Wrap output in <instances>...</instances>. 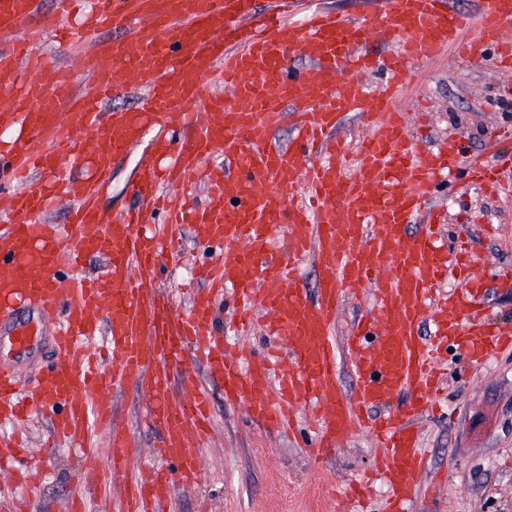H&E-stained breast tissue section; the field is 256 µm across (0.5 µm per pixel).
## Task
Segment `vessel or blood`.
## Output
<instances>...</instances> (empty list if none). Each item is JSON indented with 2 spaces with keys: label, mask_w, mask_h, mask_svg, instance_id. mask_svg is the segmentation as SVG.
Instances as JSON below:
<instances>
[{
  "label": "vessel or blood",
  "mask_w": 512,
  "mask_h": 512,
  "mask_svg": "<svg viewBox=\"0 0 512 512\" xmlns=\"http://www.w3.org/2000/svg\"><path fill=\"white\" fill-rule=\"evenodd\" d=\"M58 2L47 21L40 0H0V128L12 133L0 142V331L21 358L39 330L17 314L34 310L52 325L55 359L31 400L52 413L58 436L82 442L92 425L109 427V448L87 451L78 484L109 473L120 512H161L174 481L197 479L209 397L169 391L170 364L189 346L256 424L293 433L307 408L312 445L327 453L367 428L390 490L386 512H408L425 456L413 424L435 399L441 354L453 348L479 365L512 349V327L481 309L467 234L450 247L431 230L407 235L446 182L456 144L421 149L393 102L411 66L449 47L489 48L511 72L512 0H475L472 12L447 0H382L364 22L268 0L249 24L250 0H92L75 28L73 0ZM113 26L119 37L96 41ZM50 30L86 46L82 70L39 52ZM299 56L307 66L295 65ZM371 73L381 76L374 89ZM130 92L134 106L107 108ZM351 112L370 130L354 152L339 134ZM287 122L293 138L281 146L273 134ZM150 129L154 152L140 161L134 204L112 214L101 191ZM215 154L223 163L206 165ZM465 177L497 187L478 157ZM201 181L206 201L190 208L183 191ZM68 195V223H43ZM183 224L217 257L203 263L205 287L180 313L154 282L163 245ZM90 256L107 260L94 277L82 272ZM307 262L321 275L314 298L299 272ZM448 280L460 290L442 292ZM366 293L369 308L337 336L342 297ZM220 297L242 329L264 317L287 360L247 344L229 352L213 329ZM343 355L356 377L348 393ZM128 385L147 394L146 422L161 432L155 453L167 467L148 477L134 472L113 412L114 392ZM22 400L14 363L0 361V418L19 416Z\"/></svg>",
  "instance_id": "b4317fda"
}]
</instances>
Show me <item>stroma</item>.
<instances>
[{
  "instance_id": "35a3bbf8",
  "label": "stroma",
  "mask_w": 512,
  "mask_h": 512,
  "mask_svg": "<svg viewBox=\"0 0 512 512\" xmlns=\"http://www.w3.org/2000/svg\"><path fill=\"white\" fill-rule=\"evenodd\" d=\"M396 106L412 119L427 114L429 144L451 137L461 142L460 170L428 204L445 216L444 242L466 230L478 273H485L492 261L512 266V169L503 170L505 188L496 195L468 186L462 172L470 157L485 155L487 133H495L503 150L512 153V73L496 66L491 50L480 47L461 60L451 48L408 73ZM152 149L153 137L145 135L114 166L101 193L105 207L117 213L130 205L128 190L139 176V160ZM489 224L494 234H486ZM207 258L186 233L165 253L156 285L169 293L178 312L189 307L184 287L193 279L195 263ZM189 376L209 390L213 424L198 479L177 486L163 512H345L331 498L329 486L373 465L366 432H355L346 447L321 457L299 436L250 422L242 405L225 402L223 384L210 379L202 364L172 366V394L184 393ZM146 407L135 388L116 397L115 414L135 446L138 470L159 464L150 453L158 435L143 423ZM419 428L427 461L412 512H512V350L479 366L449 353L439 408L420 420ZM23 431L40 490L30 495L0 473V512H11L14 501L25 498L31 512H67L75 494L71 475L77 454L64 443L44 450L49 414L34 413Z\"/></svg>"
}]
</instances>
